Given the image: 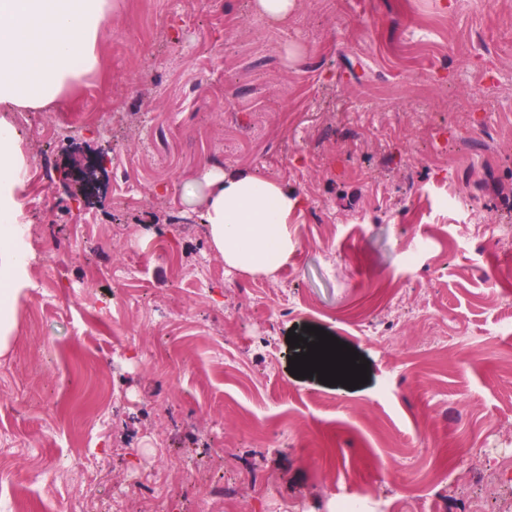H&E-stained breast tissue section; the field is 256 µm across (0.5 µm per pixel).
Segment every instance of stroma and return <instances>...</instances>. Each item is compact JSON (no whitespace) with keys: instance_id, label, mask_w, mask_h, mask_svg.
Masks as SVG:
<instances>
[{"instance_id":"stroma-1","label":"stroma","mask_w":512,"mask_h":512,"mask_svg":"<svg viewBox=\"0 0 512 512\" xmlns=\"http://www.w3.org/2000/svg\"><path fill=\"white\" fill-rule=\"evenodd\" d=\"M104 27L98 68L20 130L29 245L58 260L0 355V494L329 512L397 502L451 440L435 512H512L479 451L512 442V247L493 240L512 226V0H297L283 27L249 0H107ZM212 166L301 196L286 266L226 270L195 179ZM159 236L172 258L146 250ZM435 321L460 347L431 350ZM306 325L367 384L291 376ZM336 511L339 512H394V508L386 502H374L367 500L366 502L347 499L336 500Z\"/></svg>"}]
</instances>
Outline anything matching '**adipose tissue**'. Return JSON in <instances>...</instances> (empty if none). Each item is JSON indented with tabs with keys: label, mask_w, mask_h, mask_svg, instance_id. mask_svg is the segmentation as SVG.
<instances>
[{
	"label": "adipose tissue",
	"mask_w": 512,
	"mask_h": 512,
	"mask_svg": "<svg viewBox=\"0 0 512 512\" xmlns=\"http://www.w3.org/2000/svg\"><path fill=\"white\" fill-rule=\"evenodd\" d=\"M105 12L106 0H0V355L15 333L33 259L19 198L27 159L18 130L1 113L56 105L93 71ZM201 178L209 239L225 264L250 273L286 264L294 248L288 220L299 197L254 173L213 167Z\"/></svg>",
	"instance_id": "ef3b65f1"
}]
</instances>
